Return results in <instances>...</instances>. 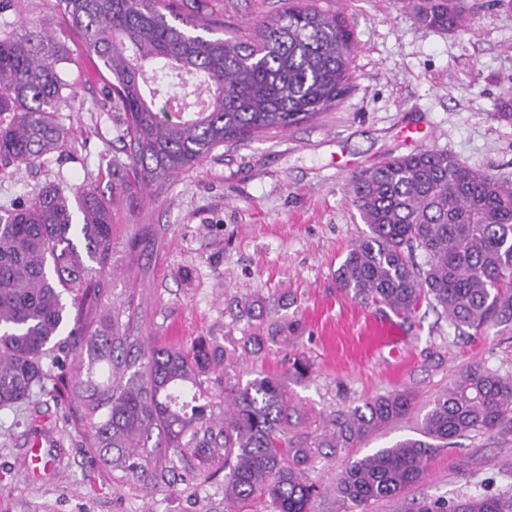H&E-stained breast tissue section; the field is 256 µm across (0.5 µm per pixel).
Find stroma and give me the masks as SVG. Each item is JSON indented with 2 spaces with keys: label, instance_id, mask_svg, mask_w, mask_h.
I'll return each instance as SVG.
<instances>
[{
  "label": "stroma",
  "instance_id": "35a3bbf8",
  "mask_svg": "<svg viewBox=\"0 0 512 512\" xmlns=\"http://www.w3.org/2000/svg\"><path fill=\"white\" fill-rule=\"evenodd\" d=\"M225 36L287 10L289 0H205ZM471 28L446 33L420 24L403 0H318L344 16L355 52L350 88L341 102L285 130L245 143L228 142L202 164L164 186L139 189L115 171L124 115L101 94L100 63L83 48L53 0H11L0 30L27 20L68 50L73 96L57 115L62 147L36 164L0 172V205L33 196L49 182L92 184L112 209L116 268L103 274L101 298L84 303L91 320L106 306H130L132 335L161 344L212 337L229 355L223 377L247 383L262 372L281 375L304 413L302 431L330 413L397 390L411 391L410 414L354 448H318L307 475L323 489L314 512H348L335 492L349 458L408 437L434 397L469 364L512 380V323L482 336L460 335L428 304L394 317L400 358L368 348L363 338L376 313L342 291L336 271L367 230L348 181L388 157L444 150L465 164L512 180V122L493 120L512 98V0H468ZM418 125L416 139L405 126ZM264 300L262 320L287 328L291 343L273 339L256 353L243 345L254 322L237 306ZM299 354L311 372L289 375ZM75 402L47 394L22 410L0 408V512H227L224 474L199 468L191 479L164 449H150L147 479L105 468L88 454L75 425ZM512 489V438L466 433L431 457L423 482L369 512H409L428 498H459Z\"/></svg>",
  "mask_w": 512,
  "mask_h": 512
}]
</instances>
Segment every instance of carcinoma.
<instances>
[{
	"instance_id": "obj_1",
	"label": "carcinoma",
	"mask_w": 512,
	"mask_h": 512,
	"mask_svg": "<svg viewBox=\"0 0 512 512\" xmlns=\"http://www.w3.org/2000/svg\"><path fill=\"white\" fill-rule=\"evenodd\" d=\"M419 22L448 33L471 18L468 0H409ZM71 31L106 72L103 94L125 113V159L139 187L201 164L226 142L286 129L336 106L351 80L355 49L345 18L297 0L251 34L218 35L202 5L184 0H55ZM68 61L63 45L23 22L0 32V164L28 166L64 142L56 120ZM178 70L209 89L197 112L158 108L156 75ZM10 119H1L3 115ZM368 232L337 270L341 289L366 305L409 316L426 301L475 335L512 322V181L443 151L390 158L350 178ZM80 213L82 223L73 222ZM112 214L88 183L44 186L29 202L0 206V408L46 391L57 351L73 360L62 386L77 402L85 446L106 467L145 472L140 449L165 448L182 464L224 465V501H269L272 512H312L319 487L305 471L314 448H351L408 414L414 396L396 391L326 421L305 441L288 436V392L274 374L202 393L221 364L213 344H144L124 310L93 323L80 305L102 289L93 275L112 265ZM423 257V263L417 257ZM468 432L512 436V382L480 364L438 395L421 438L349 461L336 493L351 512L418 485L438 448ZM410 512H512V492L425 500Z\"/></svg>"
}]
</instances>
